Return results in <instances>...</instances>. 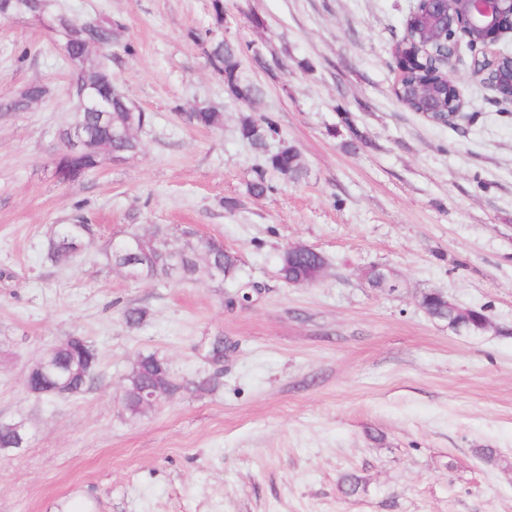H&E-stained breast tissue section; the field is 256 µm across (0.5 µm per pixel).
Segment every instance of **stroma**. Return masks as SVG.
<instances>
[{
    "label": "stroma",
    "mask_w": 512,
    "mask_h": 512,
    "mask_svg": "<svg viewBox=\"0 0 512 512\" xmlns=\"http://www.w3.org/2000/svg\"><path fill=\"white\" fill-rule=\"evenodd\" d=\"M55 3L121 24L133 52L108 65L151 122L136 155L60 183L72 69L42 27L0 20V420L31 434L0 456V512H512V114L472 79L467 46L456 63L467 117L438 126L394 92L413 0H224L219 33L262 91L252 110L274 121L272 147L303 161L293 183L240 140L250 109L194 39L216 28L213 0ZM30 83L49 95L10 109ZM204 106L220 126L190 121ZM344 111L365 139L355 150ZM261 176L271 191L250 195ZM61 224L96 234L55 264L46 241ZM185 227L238 255L261 288L253 302L228 304L236 283L203 266L189 280H135L105 259L128 232ZM294 244L323 255L316 282L280 280ZM374 266L397 291L368 284ZM433 290L484 310L491 328L459 336L431 319L419 300ZM130 306L147 312L140 328L124 322ZM68 336L97 348L93 384L32 397L28 369ZM152 351L177 380L213 376L217 389L129 418L123 379ZM348 473L363 492L344 493Z\"/></svg>",
    "instance_id": "stroma-1"
}]
</instances>
